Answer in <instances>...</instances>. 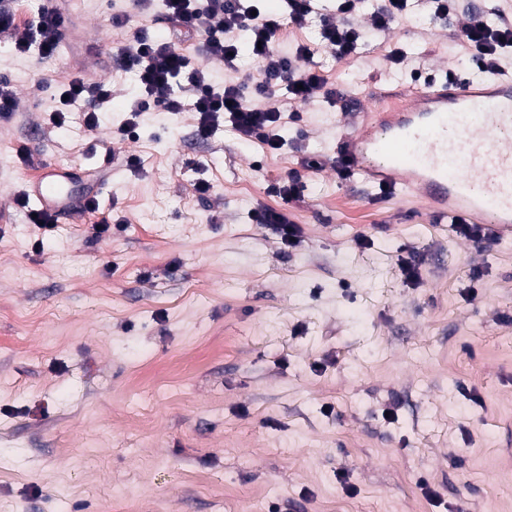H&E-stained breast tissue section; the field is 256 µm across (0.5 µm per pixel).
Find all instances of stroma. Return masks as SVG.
<instances>
[{
    "mask_svg": "<svg viewBox=\"0 0 512 512\" xmlns=\"http://www.w3.org/2000/svg\"><path fill=\"white\" fill-rule=\"evenodd\" d=\"M51 1L54 56L0 41L18 101L0 120V512H512V240L474 243L335 165L354 104L403 98L414 69L466 72L460 23L490 0L382 34L362 12L369 35L341 61L319 18L288 26L280 52L309 45L336 97L283 112L276 152L228 127L201 139L189 112H146L120 139L134 80L109 56L167 31L163 0ZM74 75L114 89L96 129L49 121ZM47 165L80 187L111 172L112 190L37 228L15 199ZM292 174L288 203L274 186ZM267 208L297 246L250 223Z\"/></svg>",
    "mask_w": 512,
    "mask_h": 512,
    "instance_id": "stroma-1",
    "label": "stroma"
}]
</instances>
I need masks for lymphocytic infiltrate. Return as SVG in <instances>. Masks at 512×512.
Segmentation results:
<instances>
[{
	"mask_svg": "<svg viewBox=\"0 0 512 512\" xmlns=\"http://www.w3.org/2000/svg\"><path fill=\"white\" fill-rule=\"evenodd\" d=\"M279 15L254 14L244 0H164L168 19L180 30L198 36L203 52L233 66L238 47L237 32L247 31L253 45L252 56L262 64L260 75L245 74L235 84L216 86L208 70L195 67L189 56L163 37L135 31L111 57L115 68L136 71L138 82L128 97L131 117L121 133L136 134L137 119L149 107L177 114L197 116V134L212 138L220 122H228L244 139L258 140L270 150L281 149L282 142L271 129L281 118L279 108L254 103V96L275 97L277 87H285L294 101H308L322 91L325 80L315 68L310 47H298L294 58L283 57L277 42L285 26L304 25L314 12L313 0H282ZM364 0H333L331 13L321 17V37L337 59L355 54L364 38L362 30L351 27L348 16L363 9ZM65 27L64 16L52 7H44L35 28L19 30L14 0H0V38H10L15 50L27 52L39 43L43 56L54 54ZM459 38L469 53L472 68L492 73L501 71L504 49H512V22L489 23L481 12L471 13ZM186 76V86H177L179 76ZM65 110L54 115L55 125H62L66 112L79 113L90 129L100 123V114L112 101L109 85L71 77L63 91Z\"/></svg>",
	"mask_w": 512,
	"mask_h": 512,
	"instance_id": "obj_1",
	"label": "lymphocytic infiltrate"
}]
</instances>
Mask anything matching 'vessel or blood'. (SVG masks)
Masks as SVG:
<instances>
[{"instance_id":"1","label":"vessel or blood","mask_w":512,"mask_h":512,"mask_svg":"<svg viewBox=\"0 0 512 512\" xmlns=\"http://www.w3.org/2000/svg\"><path fill=\"white\" fill-rule=\"evenodd\" d=\"M397 111L369 109L341 143L356 182L425 203L439 222L477 224L512 239V71L410 88ZM68 172L51 170L27 188L39 209L78 222L87 197L72 198Z\"/></svg>"}]
</instances>
